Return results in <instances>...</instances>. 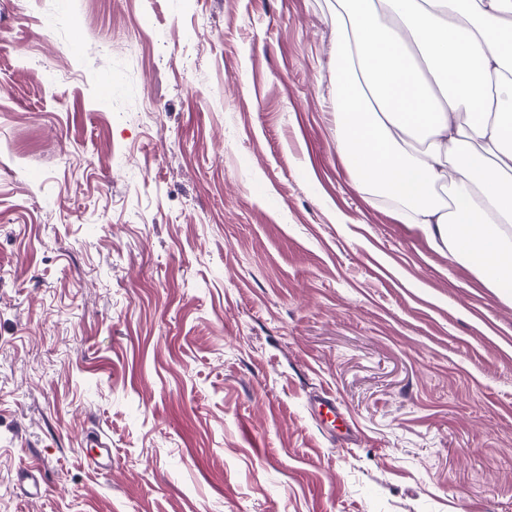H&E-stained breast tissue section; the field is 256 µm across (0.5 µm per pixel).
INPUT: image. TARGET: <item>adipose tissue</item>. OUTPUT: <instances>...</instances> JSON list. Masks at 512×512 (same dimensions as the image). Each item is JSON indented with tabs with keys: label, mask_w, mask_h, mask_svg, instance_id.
Wrapping results in <instances>:
<instances>
[{
	"label": "adipose tissue",
	"mask_w": 512,
	"mask_h": 512,
	"mask_svg": "<svg viewBox=\"0 0 512 512\" xmlns=\"http://www.w3.org/2000/svg\"><path fill=\"white\" fill-rule=\"evenodd\" d=\"M353 80L338 147L360 191L491 288H512V0H336Z\"/></svg>",
	"instance_id": "1"
}]
</instances>
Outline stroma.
Here are the masks:
<instances>
[{"label":"stroma","mask_w":512,"mask_h":512,"mask_svg":"<svg viewBox=\"0 0 512 512\" xmlns=\"http://www.w3.org/2000/svg\"><path fill=\"white\" fill-rule=\"evenodd\" d=\"M334 5L0 0V512H512V298L355 187Z\"/></svg>","instance_id":"35a3bbf8"}]
</instances>
